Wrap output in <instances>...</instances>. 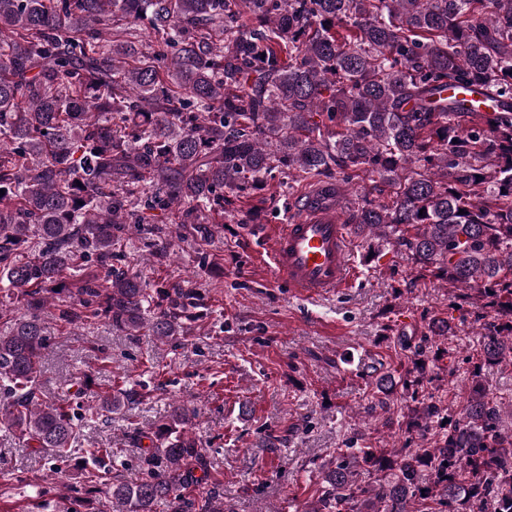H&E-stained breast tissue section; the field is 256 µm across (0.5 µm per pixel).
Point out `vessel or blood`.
I'll list each match as a JSON object with an SVG mask.
<instances>
[{"label":"vessel or blood","mask_w":512,"mask_h":512,"mask_svg":"<svg viewBox=\"0 0 512 512\" xmlns=\"http://www.w3.org/2000/svg\"><path fill=\"white\" fill-rule=\"evenodd\" d=\"M353 252L340 189L318 184L290 202L262 259L273 280L287 285L295 298L313 300L352 286Z\"/></svg>","instance_id":"1"}]
</instances>
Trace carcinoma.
<instances>
[{
  "mask_svg": "<svg viewBox=\"0 0 512 512\" xmlns=\"http://www.w3.org/2000/svg\"><path fill=\"white\" fill-rule=\"evenodd\" d=\"M474 86L490 107L448 95ZM284 169L368 178L347 223L483 321L460 415L426 387L466 317L436 316L367 407L410 396L408 440L348 441L305 512H512V428L480 380L512 361V0H0V425L63 460L119 413L123 388L80 416L41 398L50 323L184 344L205 296L150 287L122 247L174 210L206 242L207 212ZM189 420L175 401L134 429L131 479L120 449H84L83 484L112 512H233L217 484L186 496L213 470Z\"/></svg>",
  "mask_w": 512,
  "mask_h": 512,
  "instance_id": "1",
  "label": "carcinoma"
}]
</instances>
